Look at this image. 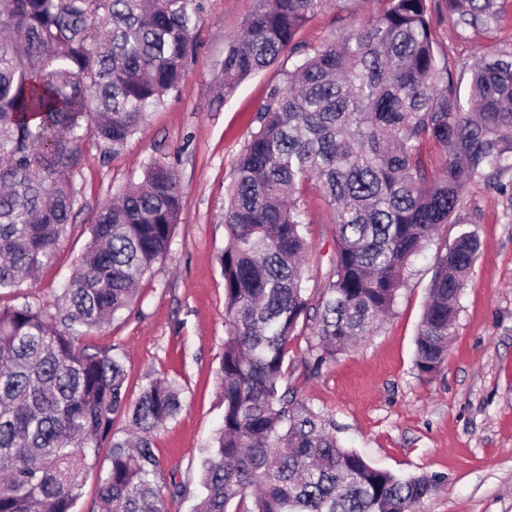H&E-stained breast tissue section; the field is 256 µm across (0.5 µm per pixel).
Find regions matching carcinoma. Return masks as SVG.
<instances>
[{
	"mask_svg": "<svg viewBox=\"0 0 512 512\" xmlns=\"http://www.w3.org/2000/svg\"><path fill=\"white\" fill-rule=\"evenodd\" d=\"M375 19L312 56L299 30L324 0H258L224 44V96L283 53L297 55L256 113L226 189L223 423L198 463L191 512H408L437 476L403 477L343 447L283 388L290 344L313 321V364L371 334L409 267L452 221L467 181L512 170V59L476 60L468 105L437 50L431 0H382ZM463 25L501 20L495 0H448ZM200 0H0V291L32 278L71 228L74 173L90 136L112 153L178 90ZM442 146L438 170L424 152ZM313 183L332 210V265L311 303L301 207ZM174 170L150 163L103 205L51 314L0 308V512H72L109 442L105 512H167L152 433L181 390L150 381L126 407L127 369L80 331L119 317L167 254L180 218ZM478 240L438 244L415 366L445 362ZM127 413L131 434H112Z\"/></svg>",
	"mask_w": 512,
	"mask_h": 512,
	"instance_id": "1",
	"label": "carcinoma"
}]
</instances>
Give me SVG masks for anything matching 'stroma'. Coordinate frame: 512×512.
Listing matches in <instances>:
<instances>
[{
	"instance_id": "stroma-1",
	"label": "stroma",
	"mask_w": 512,
	"mask_h": 512,
	"mask_svg": "<svg viewBox=\"0 0 512 512\" xmlns=\"http://www.w3.org/2000/svg\"><path fill=\"white\" fill-rule=\"evenodd\" d=\"M202 4L196 52L178 91L118 153L91 139L83 143L69 235L36 278L0 293V307L52 308L101 204L140 180L152 162L176 171L182 211L167 254L142 280L131 310L81 339L123 358L127 405H134L155 378L180 384V413L153 434L162 461L158 483L167 487L175 481L185 488L181 498L168 502V512H190L200 452L224 414V280L216 256L224 248L225 189L258 107L292 65L280 56L225 95L224 41L241 31L257 0ZM498 4L502 21L475 28L460 24L445 0H432L437 47L451 69L490 51L512 52V0ZM379 9L377 0H326L298 41L305 53H314ZM511 185L512 171L469 180L456 223L438 231L440 239L451 242L461 228L474 230L480 253L439 372L423 375L415 367L414 340L435 269L433 243L414 261L392 310L371 336L313 376L303 363L308 326L298 328L290 347L287 387L334 424L345 446L401 476L442 477L422 512H512V220L505 216L512 197L504 192ZM302 200L310 242L306 286L314 290L333 257L336 229L315 189L306 188Z\"/></svg>"
}]
</instances>
